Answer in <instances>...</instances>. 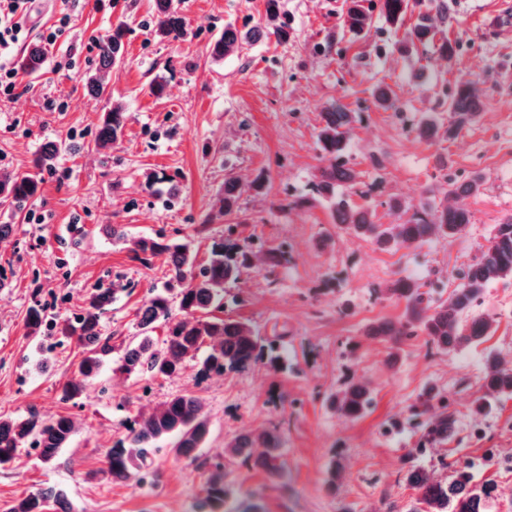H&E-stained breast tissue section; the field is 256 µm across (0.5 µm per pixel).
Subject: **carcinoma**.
I'll return each mask as SVG.
<instances>
[{
	"instance_id": "cac0c4a2",
	"label": "carcinoma",
	"mask_w": 512,
	"mask_h": 512,
	"mask_svg": "<svg viewBox=\"0 0 512 512\" xmlns=\"http://www.w3.org/2000/svg\"><path fill=\"white\" fill-rule=\"evenodd\" d=\"M345 25L354 33L371 24V13L364 0H350ZM381 11L392 24L399 22L410 9L420 8L418 23L407 32L402 49L425 45L433 41L434 18L441 20L448 15L445 0H380ZM265 11L270 25L250 30H240L234 25L224 26V33L210 44L211 55L222 59L237 52L244 43L259 35L288 40V27L278 23L280 0H265ZM149 27L156 36L176 40L184 34V18L177 0H154ZM126 28L118 24L112 33L98 44L96 70L84 79L85 90L93 95L106 91L104 75L121 59L125 49ZM46 55L39 45L30 47L18 61L19 69L27 75L39 73ZM449 109L457 116V124L446 125L435 112L424 114L415 127L417 136L435 142L447 139L458 128L479 115V98L474 82L467 78L457 80L449 94ZM126 115L120 105L105 113L95 132L94 142L108 148L122 136ZM355 113L344 106L332 103L322 112V125L317 135V149L327 165L313 181L308 192L298 196L296 203L303 205L312 200L329 210L333 222L352 235L368 240L383 250L415 248L431 238L453 239L464 233L472 223L469 210L461 205H450L447 200L438 203L420 201L408 203L392 197L389 209L407 218L397 224H380L375 210L357 207L351 196L358 193L359 174L345 159L349 135ZM55 142L44 144L36 159V166L50 169L60 152ZM448 195L460 199L474 195L480 181L476 177L461 179L448 176ZM41 182L28 173H15L0 177V202L17 209L24 208L40 193ZM242 184L234 177L224 179L220 198L221 209L231 214L239 209ZM134 257L146 264L149 258L167 255L172 279L180 285L179 311L173 312L170 298L155 292L145 298L137 312L138 334L126 343L119 357V369L128 374H150L172 377L177 375L186 358L192 357L213 339L211 348L200 359V374L210 372L242 371L256 364H266L283 371L288 368L287 358L279 346L260 336L251 324L221 318L214 312L224 311L228 303L237 298L227 297V286L237 282L253 264L249 246L236 240L222 239L213 242L207 264L196 268L195 257L189 245L167 240L162 236L141 239L133 243ZM288 261V245L281 243L267 252L266 266L273 272ZM512 277V218L495 225L494 233L481 255L463 270L459 285L447 297H433L425 284L416 277L400 276L382 288L375 289L377 297L404 303V312L397 320H381L369 325L367 335L382 338L389 345L386 363L395 365L403 341L412 336H424L432 347L453 352L478 344L488 336L496 322L491 312H478L476 307L486 288L499 279ZM98 288L87 300L83 314L67 322L62 332L77 337L86 354L75 376L62 386L64 398L82 397L93 385L105 357L112 354L111 338L102 333V316L112 303L114 294ZM162 321L167 326L163 346H157L152 336L154 325ZM486 371L480 390L471 402L475 414L483 413L490 402L504 396L512 397V368L506 367L493 354L485 357ZM374 401L369 383L350 380L331 396L329 404L350 420L362 417ZM201 404L192 394L177 395L164 402L153 412L133 420L129 434L116 441L107 452L106 472L119 482L147 468V459L154 444L165 438L173 439L171 449L178 458H190L204 447L209 434L208 421L200 416ZM414 415L420 422L421 439L418 448L408 454L405 464L406 481L417 491V497L406 512H490L498 498L496 484L477 479L475 465L459 460L453 465L451 475H438L417 462V456L429 448L448 442L455 430L456 419L448 410L445 398L434 390L425 393L415 407ZM75 421L69 416L45 422L30 412L20 419L0 417V467L12 463L18 449L26 442L39 449L43 462L54 461L59 451L67 447L75 432ZM282 438L275 429L246 432L236 435L224 446V457H235L253 463L268 477L277 481L285 472L281 452ZM54 502L66 508L62 492L49 487L15 501L8 512H47ZM197 512H260L256 505L242 507L235 504L234 489L228 479L224 462L212 463L206 482L205 496L196 505Z\"/></svg>"
}]
</instances>
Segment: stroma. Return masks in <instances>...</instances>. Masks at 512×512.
I'll list each match as a JSON object with an SVG mask.
<instances>
[{
  "mask_svg": "<svg viewBox=\"0 0 512 512\" xmlns=\"http://www.w3.org/2000/svg\"><path fill=\"white\" fill-rule=\"evenodd\" d=\"M349 3L281 0L287 42H250L217 61L211 42L225 25L265 22V0H179L185 31L176 40L145 26L153 0H39L16 54L40 43L61 14L70 24L46 46L42 72L19 75L15 97H0V175L33 173L42 182L28 209L0 205V224L13 227L0 241V417L69 415L76 431L50 466L37 449L20 448L13 467L0 470V512L48 486L65 492L70 512H195L225 442L273 427L282 433L287 474L273 482L233 460L238 499L258 500L262 512H340L347 505L405 512L417 496L403 470L420 439L412 411L431 387L447 397L457 426L423 465L436 470L444 459H479V479L499 488L492 512H512V399L482 416L470 411L486 354L512 363V279L487 288L482 307L497 323L465 351L436 353L415 336L391 368L385 344L364 333L368 323L403 313L401 303L376 298L375 288L401 275L455 288L457 272L479 255L495 224L512 216V0H448L453 20L438 24L437 36L459 43L450 62L431 45L409 56L396 51L415 22L412 13L392 24L373 11L370 26L351 34L344 25ZM119 23L128 29L124 58L112 69L109 93L89 95L84 71ZM160 74L167 83L157 95L152 83ZM462 77L475 83L479 116L448 139L418 138L414 127L424 113L455 122L448 93ZM379 85L391 88L394 108L375 107ZM336 102L357 115L348 150L363 181L356 205L375 207L379 223L395 224L402 217L388 209L389 198L440 200L447 175H478L479 193L464 200L472 214L468 231L386 251L340 230L319 203L295 205L320 173L316 137L325 107ZM116 104L126 113L124 133L111 148L96 149L99 120ZM50 141L61 143V153L51 171H37L34 159ZM154 172L176 180L177 200L159 197L148 179ZM260 175L266 182L257 191L251 183ZM230 176L245 190L238 211L227 216L219 197ZM31 210L44 222L29 223ZM110 224L121 225L129 241L162 235L189 244L200 264L235 225L236 239L255 253L254 267L230 285L239 302L225 314L276 340L288 371L259 364L202 377L189 358L177 377L163 378L130 376L108 362L86 397L65 399L62 385L77 372L82 349L76 338L57 334L55 323L79 316L95 289L128 282L131 290L112 302L102 326L104 335L131 340L137 307L171 282L165 257L142 265L113 242ZM283 241L288 262L268 275L265 253ZM37 304L46 325L34 335L25 319ZM352 377L374 390L373 407L356 421L329 405ZM183 392L200 399L210 427L195 458H176L162 442L151 455L155 485L135 475L106 477V453L130 420ZM334 462L339 473L331 490L326 479Z\"/></svg>",
  "mask_w": 512,
  "mask_h": 512,
  "instance_id": "stroma-1",
  "label": "stroma"
}]
</instances>
